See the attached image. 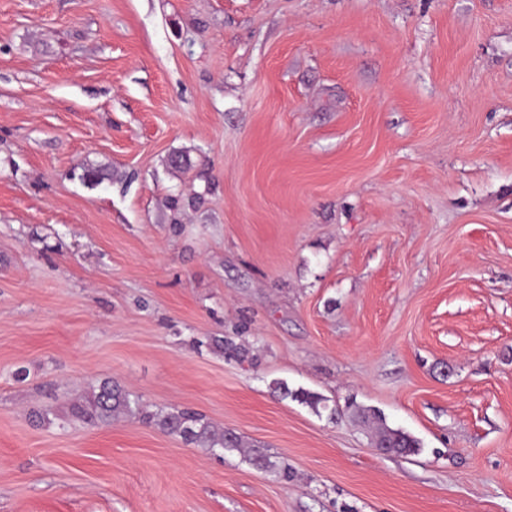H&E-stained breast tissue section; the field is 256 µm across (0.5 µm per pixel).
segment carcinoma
Wrapping results in <instances>:
<instances>
[{"mask_svg":"<svg viewBox=\"0 0 512 512\" xmlns=\"http://www.w3.org/2000/svg\"><path fill=\"white\" fill-rule=\"evenodd\" d=\"M199 195L184 198L181 195L169 196L165 207L172 214V222H180V216L187 208H195L201 203ZM217 348L224 350L227 358L243 361L249 350L242 344L231 340H214ZM273 391L284 398H291L309 406L316 414L324 412L334 418L337 409L328 404V399L305 389H291L284 381L272 383ZM350 415L372 429L371 438L377 447L392 448L396 454L408 456L420 452L421 442L409 432L390 427L381 412L351 403L347 406ZM70 413L86 422L96 425H108L112 420L125 416L139 418L153 424L161 431L179 436L187 445L202 448L212 455H221L226 450H238L246 447L243 439L236 433L217 428L200 413L189 409H173L169 412L147 410L140 397L132 394L114 380H104L90 392L70 405ZM247 460L255 468L272 471L283 479L290 478L288 466H280L271 460L265 449L252 445L247 451Z\"/></svg>","mask_w":512,"mask_h":512,"instance_id":"obj_1","label":"carcinoma"}]
</instances>
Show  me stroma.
Listing matches in <instances>:
<instances>
[{
  "mask_svg": "<svg viewBox=\"0 0 512 512\" xmlns=\"http://www.w3.org/2000/svg\"><path fill=\"white\" fill-rule=\"evenodd\" d=\"M0 512H512V0H0ZM69 409L72 416L96 425H108L121 416L139 418L165 433L179 436L186 445L203 448L211 455L220 456L225 450L250 448L246 457L255 468L272 471L283 479L290 478L288 465L279 467L265 448L247 446L239 435L218 429L193 410L176 408L169 412L149 411L140 397L114 380L101 381L86 396L74 401ZM272 389L284 398L290 397L292 400L298 401L301 404H306L316 414L321 415L323 412H327L330 418H335L338 413L336 406H330L328 404V399L302 388L290 389L288 384L284 381L273 382ZM347 411L358 421L367 424L372 429L371 438L377 447L385 446L392 448L397 455H415L422 448L420 440L409 432L390 427L380 411L368 409L351 403Z\"/></svg>",
  "mask_w": 512,
  "mask_h": 512,
  "instance_id": "1",
  "label": "stroma"
}]
</instances>
